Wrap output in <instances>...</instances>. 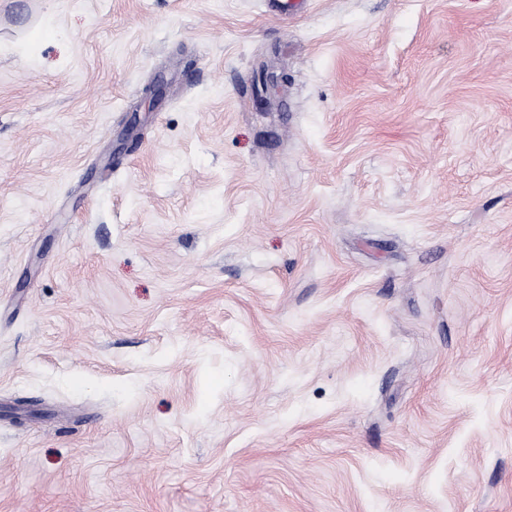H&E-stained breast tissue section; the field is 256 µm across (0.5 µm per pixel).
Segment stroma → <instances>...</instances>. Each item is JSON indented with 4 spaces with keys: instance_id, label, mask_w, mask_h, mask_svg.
Instances as JSON below:
<instances>
[{
    "instance_id": "1",
    "label": "stroma",
    "mask_w": 512,
    "mask_h": 512,
    "mask_svg": "<svg viewBox=\"0 0 512 512\" xmlns=\"http://www.w3.org/2000/svg\"><path fill=\"white\" fill-rule=\"evenodd\" d=\"M0 512H512V0H0Z\"/></svg>"
}]
</instances>
